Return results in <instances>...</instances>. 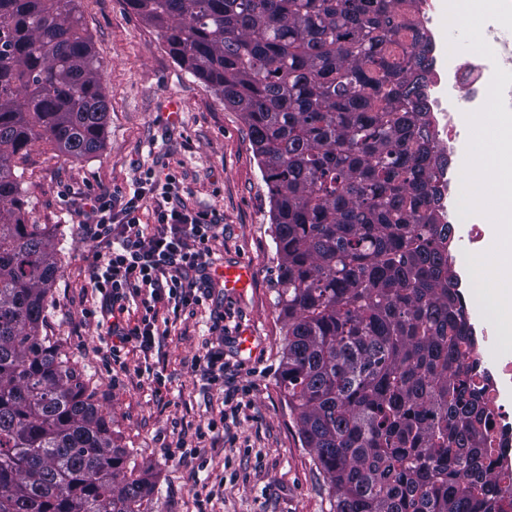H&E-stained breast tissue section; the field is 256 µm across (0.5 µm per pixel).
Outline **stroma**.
I'll return each instance as SVG.
<instances>
[{
    "mask_svg": "<svg viewBox=\"0 0 512 512\" xmlns=\"http://www.w3.org/2000/svg\"><path fill=\"white\" fill-rule=\"evenodd\" d=\"M85 35L102 68L109 103L106 143L97 155L64 158L35 143L17 170L27 219L57 231L61 274L52 287L44 333L77 362L112 418L117 445L153 486L143 512H197L194 481L214 491L207 512H330V491L279 384L282 317L273 283L278 255L268 190L248 130L237 112L171 55L161 31L125 0H78ZM179 101L177 120L168 106ZM149 169L173 172L180 198L191 209L215 215L224 236L212 244L217 264L242 260L255 272L252 287L229 297L214 282L206 302L183 312L160 337L150 363L164 386L136 376L138 357L109 363L111 339L99 334L81 311L95 302L90 288L89 246L79 233L88 218L84 194L128 195ZM224 317V332L210 328ZM252 333L250 350L235 345ZM224 351V385H251L250 406L226 415L224 433H195L221 408L193 364L206 349ZM194 445L197 458L175 461L179 444Z\"/></svg>",
    "mask_w": 512,
    "mask_h": 512,
    "instance_id": "stroma-1",
    "label": "stroma"
}]
</instances>
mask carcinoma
Returning <instances> with one entry per match:
<instances>
[{"instance_id":"cac0c4a2","label":"carcinoma","mask_w":512,"mask_h":512,"mask_svg":"<svg viewBox=\"0 0 512 512\" xmlns=\"http://www.w3.org/2000/svg\"><path fill=\"white\" fill-rule=\"evenodd\" d=\"M413 0H125L241 113L279 255V372L332 512H512L461 360ZM109 105L76 0H0V512H141L145 474L43 335L55 228L25 218L17 161L79 160Z\"/></svg>"}]
</instances>
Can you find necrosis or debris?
I'll list each match as a JSON object with an SVG mask.
<instances>
[{
  "label": "necrosis or debris",
  "mask_w": 512,
  "mask_h": 512,
  "mask_svg": "<svg viewBox=\"0 0 512 512\" xmlns=\"http://www.w3.org/2000/svg\"><path fill=\"white\" fill-rule=\"evenodd\" d=\"M414 14L420 31L427 39L431 67L426 77L425 101L430 114L436 151L446 166L437 171L436 183L441 191L439 221L450 225L451 235L467 249H481L485 239L483 225L459 224L458 198L461 182L458 172L466 155L462 149L470 131L463 125L466 113L479 110L487 99L495 68L512 71V34L496 25H487L483 37L495 56L487 58L471 51L448 54L443 39L444 12L440 0H416ZM496 342L486 336L475 347L466 364L477 386L486 388V416L499 456L498 469L512 472V404L504 395L512 389V354L497 355L485 361L488 347Z\"/></svg>",
  "instance_id": "4bbe7bcc"
}]
</instances>
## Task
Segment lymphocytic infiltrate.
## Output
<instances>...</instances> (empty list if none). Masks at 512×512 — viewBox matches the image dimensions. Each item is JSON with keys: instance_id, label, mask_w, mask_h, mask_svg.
I'll use <instances>...</instances> for the list:
<instances>
[{"instance_id": "f902f5d3", "label": "lymphocytic infiltrate", "mask_w": 512, "mask_h": 512, "mask_svg": "<svg viewBox=\"0 0 512 512\" xmlns=\"http://www.w3.org/2000/svg\"><path fill=\"white\" fill-rule=\"evenodd\" d=\"M176 177L147 171L132 195L108 192L88 195L84 205L96 221L81 227L92 251L93 288L100 307L82 311L111 336L113 362L125 349L151 356L162 331L161 314L180 317L201 305L212 282L211 244L224 227L207 214L174 204ZM150 211L152 223H142L140 211ZM139 301L141 315L133 323L116 320L130 301Z\"/></svg>"}]
</instances>
